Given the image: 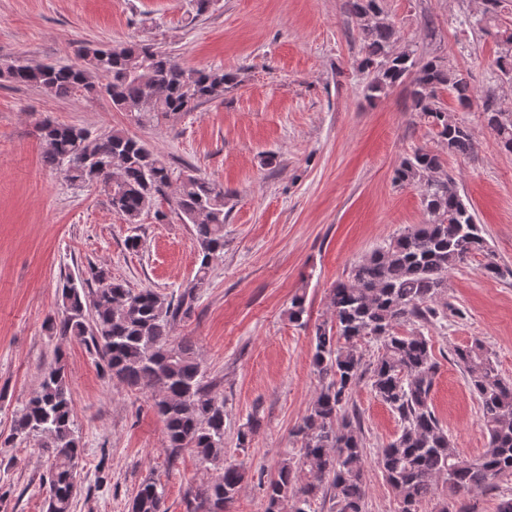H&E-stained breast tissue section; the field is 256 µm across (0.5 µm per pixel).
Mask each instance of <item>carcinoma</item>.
Listing matches in <instances>:
<instances>
[{
	"instance_id": "carcinoma-1",
	"label": "carcinoma",
	"mask_w": 512,
	"mask_h": 512,
	"mask_svg": "<svg viewBox=\"0 0 512 512\" xmlns=\"http://www.w3.org/2000/svg\"><path fill=\"white\" fill-rule=\"evenodd\" d=\"M384 0H349L360 19L361 66L372 74L367 96L408 83L415 111L428 118L448 153H471L469 128L448 118L441 94L471 107L468 76L439 57L422 60L400 45L395 26L384 18ZM500 48L495 66L512 83V29L494 33ZM80 65L16 60L0 68V78L34 86L59 97L86 92L109 97L112 106L137 125L170 120L217 99L235 81L222 68L195 69L145 41L88 48ZM482 113L499 148L512 153V110L494 92L482 98ZM46 144L44 162L73 186L102 185L112 210L136 224L156 201L167 202L184 224L195 229L201 256L196 282L178 296L151 288L133 290L112 280L104 267L91 265L79 287L68 278L58 289L62 317L49 324L57 336L82 338L117 383L150 393L151 408L164 424L167 448L176 456L191 450L203 464L224 460V398L206 380L189 339L176 340L178 319L190 315L196 291L210 262L224 253V186L192 170L176 172L168 160L123 130L93 133L49 118L38 126ZM441 154L417 150L395 170V180L420 189L424 223L405 230L354 266L329 294L331 321L315 326L312 366L321 388L294 429L301 447L283 460L267 481L265 512H313L330 496L336 512H365L361 424L348 411L353 389L368 377L376 397L401 423L398 436L377 453V464L398 492L400 512L416 506L440 483L450 499L440 512H467L459 497L491 491L496 480L512 477V382L502 378L475 340L455 350L468 374L488 434L483 453L463 457L441 426L431 403L437 363L426 337L402 335L407 321H429L431 306L446 287L448 273L477 254L490 255L477 218L455 181L440 174ZM372 337L381 354L367 365L358 341ZM62 355L43 373L38 391L16 413L4 445L37 438L52 458L43 478L47 512H71L77 491L81 449L72 430L73 408ZM245 472L224 463L215 482L188 493L187 512H230ZM130 512H166L164 488L142 482Z\"/></svg>"
}]
</instances>
